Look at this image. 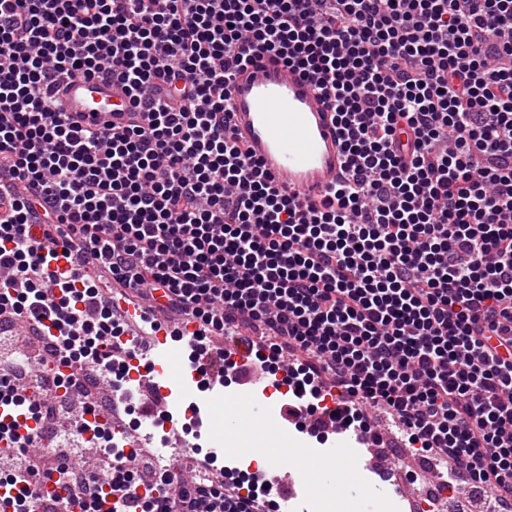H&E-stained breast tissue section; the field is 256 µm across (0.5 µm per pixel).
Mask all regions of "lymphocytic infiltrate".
<instances>
[{"label":"lymphocytic infiltrate","mask_w":512,"mask_h":512,"mask_svg":"<svg viewBox=\"0 0 512 512\" xmlns=\"http://www.w3.org/2000/svg\"><path fill=\"white\" fill-rule=\"evenodd\" d=\"M256 53L329 101L348 172L321 202L280 191L225 135ZM75 73L124 80L150 125L55 111ZM0 205V270L25 280L0 317L44 338L36 383L54 356L72 386L85 363L125 381V303L197 320L195 365L246 327L269 340L259 361L287 366L272 382L285 421L366 433L387 408L406 447L512 512V0H0ZM59 244L80 278L51 274ZM22 403L36 428L0 423L15 512L51 478L82 512L111 496L128 512H274L268 485L166 471L140 496L138 448L102 476L63 448L39 469L53 405L0 367V406Z\"/></svg>","instance_id":"1"}]
</instances>
